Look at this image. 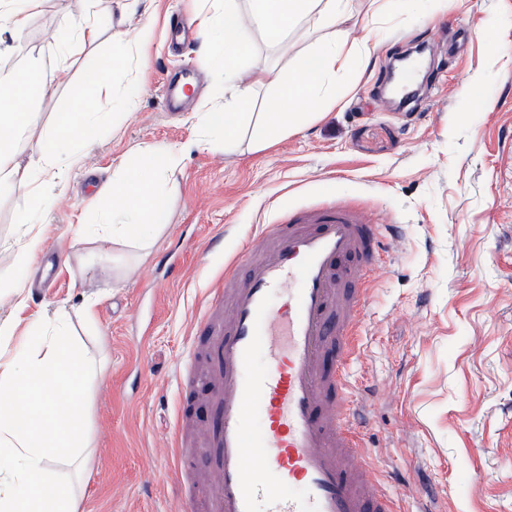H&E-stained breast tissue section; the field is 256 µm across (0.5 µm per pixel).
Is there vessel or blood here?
<instances>
[{
	"mask_svg": "<svg viewBox=\"0 0 512 512\" xmlns=\"http://www.w3.org/2000/svg\"><path fill=\"white\" fill-rule=\"evenodd\" d=\"M396 232L344 203L299 209L225 269L176 378L184 399L206 384L212 416L195 428L178 409L171 438L179 452L194 436L217 473L209 512H396L366 472L347 366L366 273Z\"/></svg>",
	"mask_w": 512,
	"mask_h": 512,
	"instance_id": "vessel-or-blood-1",
	"label": "vessel or blood"
}]
</instances>
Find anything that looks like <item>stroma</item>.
Wrapping results in <instances>:
<instances>
[{"label": "stroma", "mask_w": 512, "mask_h": 512, "mask_svg": "<svg viewBox=\"0 0 512 512\" xmlns=\"http://www.w3.org/2000/svg\"><path fill=\"white\" fill-rule=\"evenodd\" d=\"M93 0L101 37L68 59L72 80L44 119L74 106L99 51L127 30L151 31L148 64L111 75L114 102L85 157L84 175L55 190L42 243L24 268L14 227L25 203L0 184V283L21 281L18 307L0 293L14 362L36 325L66 308L73 334L94 351L86 404L89 441L74 475L79 512H182V464L172 454L175 373L210 289L255 242L261 225L337 202L372 222L397 224L371 284L350 360L368 418L364 445L402 512H512V0H424L390 12L356 83L323 119L272 147L193 149L194 112L223 103L199 55L205 0ZM78 0H43L24 35L0 53V82L37 59L46 80ZM183 31L165 40L169 18ZM241 66L297 68L318 35L306 24L278 52L256 31ZM177 89L168 105L162 86ZM181 151L166 178V227L143 254L78 237L112 166L140 149ZM94 317L86 319L85 305Z\"/></svg>", "instance_id": "obj_1"}]
</instances>
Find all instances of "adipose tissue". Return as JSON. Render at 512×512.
I'll return each mask as SVG.
<instances>
[{
    "instance_id": "ef3b65f1",
    "label": "adipose tissue",
    "mask_w": 512,
    "mask_h": 512,
    "mask_svg": "<svg viewBox=\"0 0 512 512\" xmlns=\"http://www.w3.org/2000/svg\"><path fill=\"white\" fill-rule=\"evenodd\" d=\"M214 2L213 11L199 20L202 56L209 70L222 74L225 97L223 107L196 113L198 126L206 132L197 149H211L219 137L225 149H233L247 131L252 146L261 150L300 131L321 119L322 108L335 100L341 84L354 80L356 61L370 54L368 41L349 40L339 29L349 18V0ZM302 22L328 31L329 36L314 44L297 69L284 72L265 66L254 71L251 82H237L249 52L246 28L260 30L269 42L284 49L289 30ZM149 35L148 28L132 29L127 33L126 51L101 54L85 73L76 108L54 113L50 121H43L39 106L52 97L54 88L37 64L16 73L0 90V178L8 179L25 202L16 221L19 266L28 265L41 244L38 219L47 211L55 188L65 177L83 171L85 154L107 118L98 102L112 94V72L126 67ZM265 83L273 84L276 93L257 119L246 107L255 86ZM26 133L38 136L40 151L22 165L16 160L17 143ZM179 161L178 151L168 147L123 158L112 170V185L100 200L96 221L77 225V233L142 252L150 250L163 229L166 175Z\"/></svg>"
}]
</instances>
